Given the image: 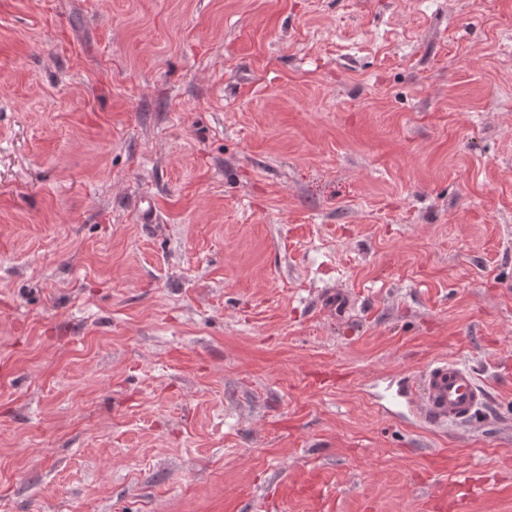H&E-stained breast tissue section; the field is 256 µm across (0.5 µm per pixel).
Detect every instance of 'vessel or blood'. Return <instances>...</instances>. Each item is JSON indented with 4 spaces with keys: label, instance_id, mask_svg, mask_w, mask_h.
Returning a JSON list of instances; mask_svg holds the SVG:
<instances>
[{
    "label": "vessel or blood",
    "instance_id": "b4317fda",
    "mask_svg": "<svg viewBox=\"0 0 512 512\" xmlns=\"http://www.w3.org/2000/svg\"><path fill=\"white\" fill-rule=\"evenodd\" d=\"M394 401L417 403L425 426L464 427L486 410L488 391L467 364L439 359L430 363L416 380L398 385Z\"/></svg>",
    "mask_w": 512,
    "mask_h": 512
}]
</instances>
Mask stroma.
I'll use <instances>...</instances> for the list:
<instances>
[{
    "instance_id": "1",
    "label": "stroma",
    "mask_w": 512,
    "mask_h": 512,
    "mask_svg": "<svg viewBox=\"0 0 512 512\" xmlns=\"http://www.w3.org/2000/svg\"><path fill=\"white\" fill-rule=\"evenodd\" d=\"M448 358L486 417L388 410ZM471 483L512 512V0H0V512Z\"/></svg>"
}]
</instances>
